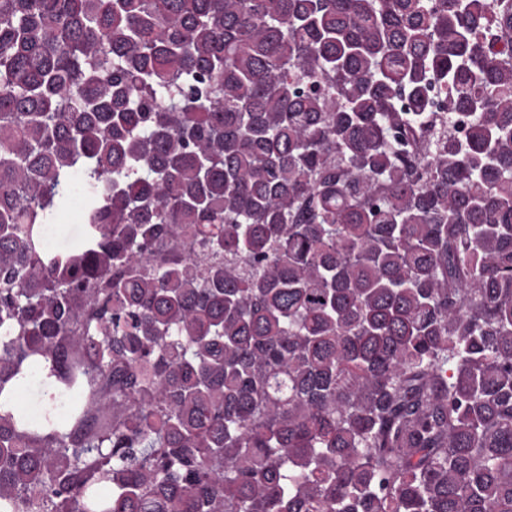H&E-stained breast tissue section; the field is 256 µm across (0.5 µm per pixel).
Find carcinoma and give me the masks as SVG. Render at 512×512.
<instances>
[{
  "instance_id": "1",
  "label": "carcinoma",
  "mask_w": 512,
  "mask_h": 512,
  "mask_svg": "<svg viewBox=\"0 0 512 512\" xmlns=\"http://www.w3.org/2000/svg\"><path fill=\"white\" fill-rule=\"evenodd\" d=\"M0 398V512H512V0H0ZM60 231L54 241L59 249H66L77 242L83 234V223L78 219L74 211H70L64 221L59 223Z\"/></svg>"
}]
</instances>
